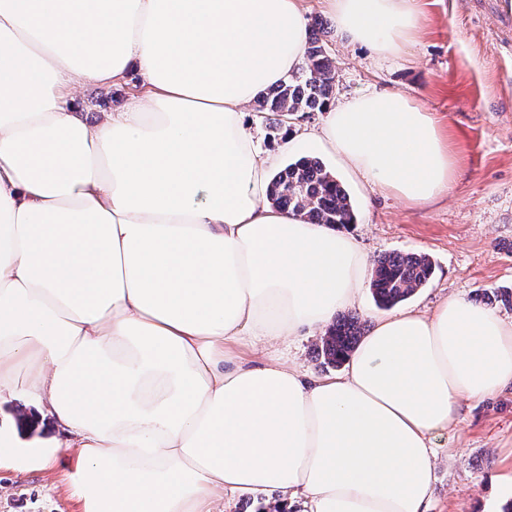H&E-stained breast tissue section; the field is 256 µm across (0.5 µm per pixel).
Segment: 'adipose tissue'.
<instances>
[{"label":"adipose tissue","mask_w":512,"mask_h":512,"mask_svg":"<svg viewBox=\"0 0 512 512\" xmlns=\"http://www.w3.org/2000/svg\"><path fill=\"white\" fill-rule=\"evenodd\" d=\"M387 56L421 0H321ZM305 0H0V394L23 387L56 434L0 423V469L71 461L84 512H217L275 491L278 512H429L462 400L512 386V320L458 296L378 319L341 375L272 350L356 305V237L263 204L283 154L414 204L455 168L403 92L339 98L314 133L261 152L246 106L297 71ZM140 73L93 123L79 90ZM268 347L245 357L248 339Z\"/></svg>","instance_id":"adipose-tissue-1"}]
</instances>
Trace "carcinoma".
Instances as JSON below:
<instances>
[{
    "mask_svg": "<svg viewBox=\"0 0 512 512\" xmlns=\"http://www.w3.org/2000/svg\"><path fill=\"white\" fill-rule=\"evenodd\" d=\"M324 28H313L305 49L301 69L257 98L256 111L278 117L283 123L288 114L322 112L333 99L335 61L326 50ZM269 203L288 209L312 224L344 225L354 223L351 197L319 160L302 157L276 172L267 187ZM434 268L426 255L392 253L373 260L371 282L373 297L381 308L405 301L432 278ZM363 336L358 317L341 315L321 339L319 350L327 363L339 366L352 353Z\"/></svg>",
    "mask_w": 512,
    "mask_h": 512,
    "instance_id": "carcinoma-1",
    "label": "carcinoma"
}]
</instances>
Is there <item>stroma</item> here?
<instances>
[{
    "instance_id": "stroma-1",
    "label": "stroma",
    "mask_w": 512,
    "mask_h": 512,
    "mask_svg": "<svg viewBox=\"0 0 512 512\" xmlns=\"http://www.w3.org/2000/svg\"><path fill=\"white\" fill-rule=\"evenodd\" d=\"M422 26L401 53L379 58L332 31L337 96L400 91L436 117L456 169L448 194L416 205L394 192L361 189L338 178L355 206L349 230L368 259L420 253L434 264L431 282L406 304L430 312L449 295L483 302L512 288V29L495 0H422ZM144 82L133 73L115 84L82 87V116L122 108ZM319 339L280 347L310 378L331 374ZM438 465L430 512H501L512 499V388L465 402L454 426L434 439ZM68 461L30 473L0 471V512H82L67 489Z\"/></svg>"
}]
</instances>
